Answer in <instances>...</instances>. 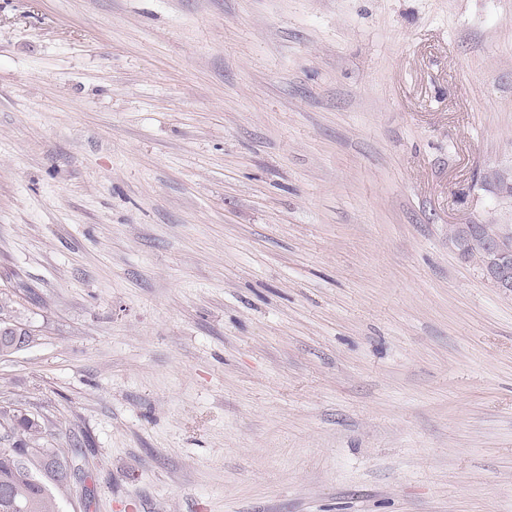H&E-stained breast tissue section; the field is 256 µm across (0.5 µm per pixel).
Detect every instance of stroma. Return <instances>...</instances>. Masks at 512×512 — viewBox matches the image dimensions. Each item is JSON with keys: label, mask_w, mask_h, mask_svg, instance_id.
<instances>
[{"label": "stroma", "mask_w": 512, "mask_h": 512, "mask_svg": "<svg viewBox=\"0 0 512 512\" xmlns=\"http://www.w3.org/2000/svg\"><path fill=\"white\" fill-rule=\"evenodd\" d=\"M512 0H0V406L63 512H512ZM501 232L498 236L483 238L480 236L474 239L471 244L463 250L462 257L468 260L482 259L483 244L484 258L480 263V269L485 277L504 294L512 293V248L508 243L510 224H500ZM18 303L14 301L9 295L0 296V332L1 330H7V327L13 326L12 334L6 336L0 335V352L3 351H21L31 346L36 338L33 335H23L17 325H22L28 328V326L22 322L20 317V311ZM29 329V328H28ZM23 408H13L11 406H1L0 407V432L1 429H5V427H10L14 430H19L22 432L27 441V447L30 449L38 450V448H48L52 452V456L54 458L53 463L58 465L65 464L66 468H68L72 472L73 483L74 481L78 482L82 478L80 477L81 468L74 466L75 458L79 455L78 444L72 442L71 440L65 441L66 447L64 448L62 445L54 446L51 444L52 448L44 447V433H46L47 423L44 421H40L38 417L36 418L34 415L28 414L26 415L32 417L36 421H32L30 418L23 416L22 414ZM61 446V447H60Z\"/></svg>", "instance_id": "35a3bbf8"}]
</instances>
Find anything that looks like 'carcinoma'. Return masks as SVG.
Instances as JSON below:
<instances>
[{"instance_id":"carcinoma-1","label":"carcinoma","mask_w":512,"mask_h":512,"mask_svg":"<svg viewBox=\"0 0 512 512\" xmlns=\"http://www.w3.org/2000/svg\"><path fill=\"white\" fill-rule=\"evenodd\" d=\"M22 324L18 303L11 297L0 296V331L9 326ZM22 432L31 449L45 445L47 423L33 421L22 414V409L0 407V430L5 427ZM54 463L65 465L72 472L73 480L79 481L80 468L74 466L78 456V444L67 440L65 446L50 448ZM43 461L37 456L6 455L0 451V512H61L60 492L50 481L42 477Z\"/></svg>"}]
</instances>
